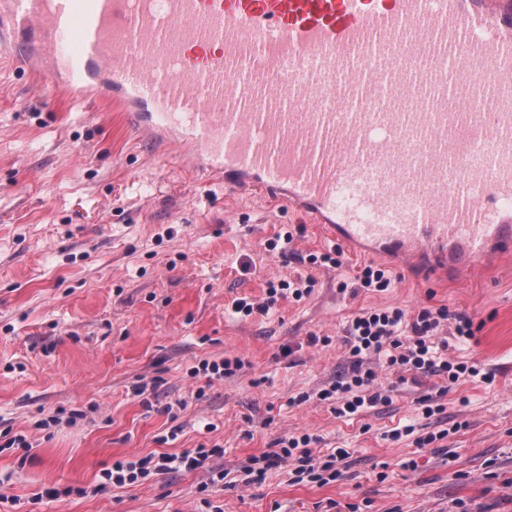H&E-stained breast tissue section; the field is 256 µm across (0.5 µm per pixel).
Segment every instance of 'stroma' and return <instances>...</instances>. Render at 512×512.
<instances>
[{
	"label": "stroma",
	"instance_id": "obj_1",
	"mask_svg": "<svg viewBox=\"0 0 512 512\" xmlns=\"http://www.w3.org/2000/svg\"><path fill=\"white\" fill-rule=\"evenodd\" d=\"M285 232L287 250L271 248ZM335 249L287 207L194 173L181 147L142 138L111 103L0 57V512H512V263L433 282L394 267L377 292L356 285L369 258L308 261ZM301 277L308 295L233 313ZM386 307L467 315L472 339L444 327L447 357L480 374L446 390L380 367L387 402L340 416L318 394L351 367L346 327ZM225 358L241 366L222 379L193 372ZM426 397L443 412L423 416ZM305 434L318 456L347 450L340 477L296 481L287 458L251 481L249 467ZM19 435L29 449L10 447ZM201 447L223 453L100 485L115 461Z\"/></svg>",
	"mask_w": 512,
	"mask_h": 512
}]
</instances>
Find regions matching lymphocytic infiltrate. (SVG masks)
Here are the masks:
<instances>
[{"instance_id":"lymphocytic-infiltrate-1","label":"lymphocytic infiltrate","mask_w":512,"mask_h":512,"mask_svg":"<svg viewBox=\"0 0 512 512\" xmlns=\"http://www.w3.org/2000/svg\"><path fill=\"white\" fill-rule=\"evenodd\" d=\"M447 319L448 310L444 307L436 310L424 307L411 317L398 308L367 310L355 316L347 327L351 374L323 392V399L340 400L339 411L343 414L386 402V395L374 388L376 372L370 360L375 356L381 357L388 367L414 374L437 375L450 385L457 383L463 375H476L475 367L442 358V350L448 347V340L442 335ZM309 443L310 438L306 435L289 439L279 452L264 455L265 465L257 469V476H264L266 467L276 465L281 458L292 457L297 462L298 474L322 483L336 480L338 463L346 457V450H337L322 459L314 455ZM214 454V449L197 448L179 455L118 460L103 472L102 478L105 484L122 487L153 474L202 468Z\"/></svg>"}]
</instances>
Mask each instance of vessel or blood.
I'll use <instances>...</instances> for the list:
<instances>
[{
	"label": "vessel or blood",
	"mask_w": 512,
	"mask_h": 512,
	"mask_svg": "<svg viewBox=\"0 0 512 512\" xmlns=\"http://www.w3.org/2000/svg\"><path fill=\"white\" fill-rule=\"evenodd\" d=\"M415 269L512 255V0H0V52Z\"/></svg>",
	"instance_id": "b4317fda"
}]
</instances>
